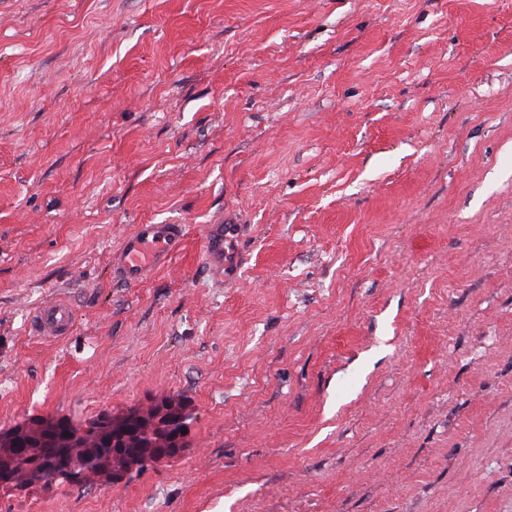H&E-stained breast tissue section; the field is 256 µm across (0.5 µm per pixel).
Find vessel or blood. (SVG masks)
Masks as SVG:
<instances>
[{"label":"vessel or blood","instance_id":"vessel-or-blood-1","mask_svg":"<svg viewBox=\"0 0 512 512\" xmlns=\"http://www.w3.org/2000/svg\"><path fill=\"white\" fill-rule=\"evenodd\" d=\"M235 224H209L204 229V253L216 275L224 273L225 243L238 235ZM186 239L182 224H138L127 234L120 249L112 255V267L127 285L145 282L149 272L167 264L178 253ZM74 311L70 303L55 297L38 308L33 316L35 336L51 340L70 335Z\"/></svg>","mask_w":512,"mask_h":512}]
</instances>
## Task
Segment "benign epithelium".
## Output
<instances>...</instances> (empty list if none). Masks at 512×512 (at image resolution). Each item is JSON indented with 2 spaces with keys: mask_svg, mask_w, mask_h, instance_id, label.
Segmentation results:
<instances>
[{
  "mask_svg": "<svg viewBox=\"0 0 512 512\" xmlns=\"http://www.w3.org/2000/svg\"><path fill=\"white\" fill-rule=\"evenodd\" d=\"M188 419L185 407L173 400L146 413H106L86 427L31 419L0 432V447L16 449L25 443L41 448L50 439L60 451L61 466L48 470L32 454H0V486H20L35 479L68 480L89 471L107 473L118 482L150 462L178 455L184 449Z\"/></svg>",
  "mask_w": 512,
  "mask_h": 512,
  "instance_id": "benign-epithelium-1",
  "label": "benign epithelium"
}]
</instances>
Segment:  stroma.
I'll return each mask as SVG.
<instances>
[{"mask_svg":"<svg viewBox=\"0 0 512 512\" xmlns=\"http://www.w3.org/2000/svg\"><path fill=\"white\" fill-rule=\"evenodd\" d=\"M169 396L179 456L0 512H512V0H0V430ZM185 239L184 224H137L112 254V268L125 284L141 285L152 269L181 250ZM237 224H208L204 229V253L209 268L224 282L225 243L238 235ZM74 311L70 303L55 297L38 308L33 316L32 330L35 336L51 340L70 335L74 326Z\"/></svg>","mask_w":512,"mask_h":512,"instance_id":"obj_1","label":"stroma"}]
</instances>
